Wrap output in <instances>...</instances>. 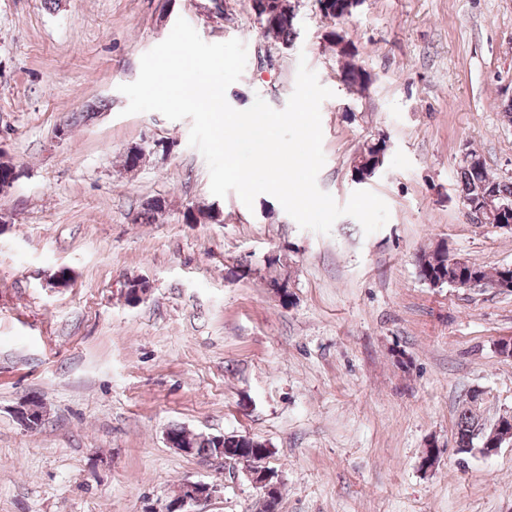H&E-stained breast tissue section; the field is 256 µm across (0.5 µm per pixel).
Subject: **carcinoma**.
<instances>
[{
  "label": "carcinoma",
  "instance_id": "1",
  "mask_svg": "<svg viewBox=\"0 0 512 512\" xmlns=\"http://www.w3.org/2000/svg\"><path fill=\"white\" fill-rule=\"evenodd\" d=\"M321 15L334 21L351 16L361 5L362 0H315ZM250 9L265 39L290 45L297 37V13L290 0H250ZM324 39L336 51L342 60L341 81L348 88L364 91L371 83L370 72L357 59V48L349 40L343 30L332 28L324 35ZM384 141H370L363 145L360 152L359 165L356 173L365 178L369 176L372 167L378 160L379 151L383 149ZM468 156L477 159V163L463 162L459 178L462 186V204L470 201H482L486 209L485 223L497 226L501 224L502 207L512 205V182H503L493 177L488 171L483 158L470 152ZM19 172L8 160H0V189H6L18 179ZM166 207L163 198H152L141 204L137 219L143 224H152ZM216 211L204 204H192L183 213L186 224H197L201 221H217ZM418 275L421 281L432 288L451 286L457 279L468 273L478 279L479 285L496 287L502 275L497 269L492 273L484 268L469 264L465 268L456 266L453 257L448 254V247L438 243L433 249L421 253L417 258ZM479 426V418L471 408L460 411L456 422L455 443L459 448H472L473 430ZM168 435L181 448L189 449V454L209 458L216 454V446L208 435L194 434L178 425L168 430ZM224 447L230 458L236 462H245L248 470L257 471L260 463L270 456L266 444L258 439L238 440V435L224 436Z\"/></svg>",
  "mask_w": 512,
  "mask_h": 512
}]
</instances>
